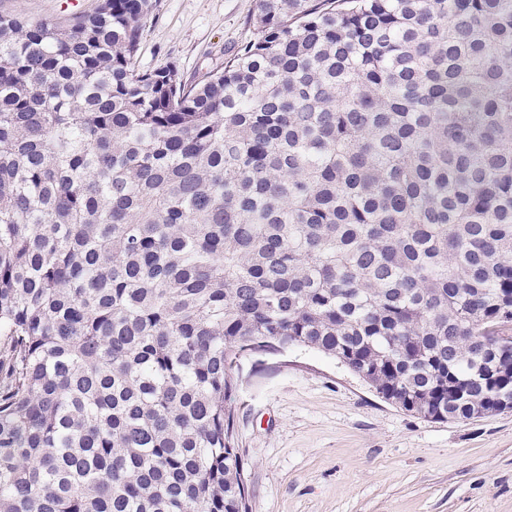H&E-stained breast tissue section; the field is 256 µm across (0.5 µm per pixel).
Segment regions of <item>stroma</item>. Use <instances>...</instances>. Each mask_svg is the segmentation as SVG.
<instances>
[{"label": "stroma", "instance_id": "stroma-1", "mask_svg": "<svg viewBox=\"0 0 512 512\" xmlns=\"http://www.w3.org/2000/svg\"><path fill=\"white\" fill-rule=\"evenodd\" d=\"M99 0H0L55 20ZM257 0H159L138 66L197 82L249 39ZM249 512H512V412L431 421L385 401L311 348L254 351L233 367Z\"/></svg>", "mask_w": 512, "mask_h": 512}]
</instances>
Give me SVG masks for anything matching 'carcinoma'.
Returning <instances> with one entry per match:
<instances>
[{"instance_id": "carcinoma-1", "label": "carcinoma", "mask_w": 512, "mask_h": 512, "mask_svg": "<svg viewBox=\"0 0 512 512\" xmlns=\"http://www.w3.org/2000/svg\"><path fill=\"white\" fill-rule=\"evenodd\" d=\"M156 6L0 14V512H249L257 347L512 401V0H258L195 85Z\"/></svg>"}]
</instances>
